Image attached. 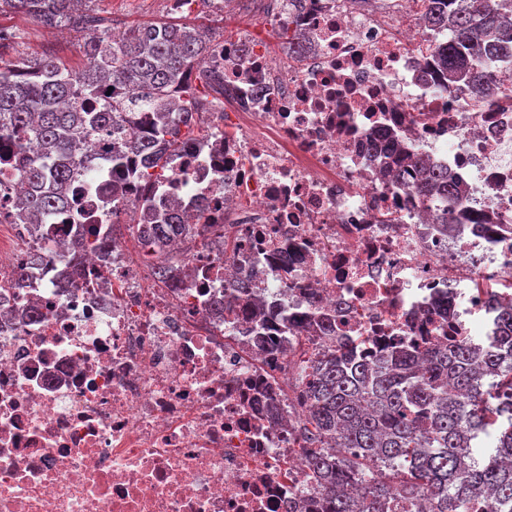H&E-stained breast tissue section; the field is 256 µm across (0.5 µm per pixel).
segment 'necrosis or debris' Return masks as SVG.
Wrapping results in <instances>:
<instances>
[{
    "mask_svg": "<svg viewBox=\"0 0 512 512\" xmlns=\"http://www.w3.org/2000/svg\"><path fill=\"white\" fill-rule=\"evenodd\" d=\"M302 0L306 52L276 65L252 32L206 60L231 98L152 190L112 192V157L138 136L96 129L71 167L70 204L17 223L19 153L0 142V512H288L316 498L290 431L285 314L331 317L338 344L377 354L467 339L512 289V57L486 60L502 91L449 80L422 0ZM446 169L454 203L415 194L412 156ZM132 224L200 214L152 280ZM457 217L442 223L440 214ZM105 251L73 252L89 228ZM43 266L8 288L30 251ZM233 307L221 300L238 284Z\"/></svg>",
    "mask_w": 512,
    "mask_h": 512,
    "instance_id": "4bbe7bcc",
    "label": "necrosis or debris"
}]
</instances>
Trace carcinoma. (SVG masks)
Segmentation results:
<instances>
[{
	"instance_id": "1",
	"label": "carcinoma",
	"mask_w": 512,
	"mask_h": 512,
	"mask_svg": "<svg viewBox=\"0 0 512 512\" xmlns=\"http://www.w3.org/2000/svg\"><path fill=\"white\" fill-rule=\"evenodd\" d=\"M85 0H0V15L34 17L48 26L86 33L87 65L72 71L52 56L3 57L0 43V137L18 149L35 146L42 161L23 170L16 216L31 224L69 203L70 161L85 132L112 121V132L129 123L144 130L131 142L135 167L112 157V170L148 183L167 176L172 155L197 141L193 128L204 96L231 95L223 74L201 65L211 48L201 26L145 23L114 35L96 15L75 7ZM425 22L449 30L433 48L448 79L463 75L484 87L478 60L465 54L512 47V0H425ZM277 34L288 54L303 51L288 17ZM107 96L108 111H82L83 102ZM415 189L452 201L460 187L448 172L421 157ZM197 235L203 224H144L138 236L154 248L155 278L172 266L164 257L175 228ZM497 334L483 346L450 339L448 345L413 353L391 351L368 363L357 349L333 348L331 323H320L311 342L298 348L290 389L303 405L297 428L307 448L318 512H387L391 499L411 506L420 496L430 512H465L482 500L481 512H512V306L495 316Z\"/></svg>"
}]
</instances>
